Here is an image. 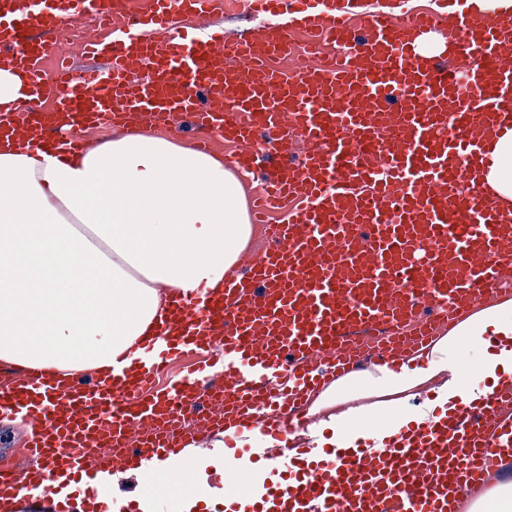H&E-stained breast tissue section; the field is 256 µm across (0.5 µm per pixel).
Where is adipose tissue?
Here are the masks:
<instances>
[{
    "instance_id": "ef3b65f1",
    "label": "adipose tissue",
    "mask_w": 512,
    "mask_h": 512,
    "mask_svg": "<svg viewBox=\"0 0 512 512\" xmlns=\"http://www.w3.org/2000/svg\"><path fill=\"white\" fill-rule=\"evenodd\" d=\"M483 178L512 212V116L484 145ZM251 235L243 187L223 158L133 132L69 157L44 145L0 149V361L71 374L109 372L168 320L166 301L206 285L221 293ZM499 336L494 353L486 334ZM482 349L471 380L448 354L458 338ZM512 377V300L474 313L370 384L393 429L401 402L428 386L439 402ZM311 407L323 426L362 422L344 381Z\"/></svg>"
}]
</instances>
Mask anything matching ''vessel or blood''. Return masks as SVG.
<instances>
[{"mask_svg": "<svg viewBox=\"0 0 512 512\" xmlns=\"http://www.w3.org/2000/svg\"><path fill=\"white\" fill-rule=\"evenodd\" d=\"M251 0L270 16L249 35L200 37L221 0H153L134 14L126 0H0V69L23 72L29 100L0 107V141L48 143L65 156L89 146L88 122L113 128L149 119L208 131L194 142L235 143L228 165L258 167L264 202L301 199L223 293L175 296L170 325L140 355L66 385L41 368H0V407L42 425L25 453L47 473L69 470L95 498L98 452L116 469L157 456L176 461L207 404L227 447L262 437L261 457L288 460L286 483L226 512H461L459 494H480L497 454L512 450V382L468 402L457 398L400 433L366 426L334 451L299 447L308 398L357 362L398 365L438 339L421 311L458 322L512 277V215L474 177L484 142L512 114V22L476 19L470 0L403 24L366 0ZM296 16L311 44L339 47L330 62L287 76L272 66ZM93 19L89 54L107 70L64 64L37 74L52 37ZM462 33L455 55L420 53L418 38L442 26ZM53 110L39 106L43 95ZM29 488L0 459V502Z\"/></svg>", "mask_w": 512, "mask_h": 512, "instance_id": "1", "label": "vessel or blood"}]
</instances>
